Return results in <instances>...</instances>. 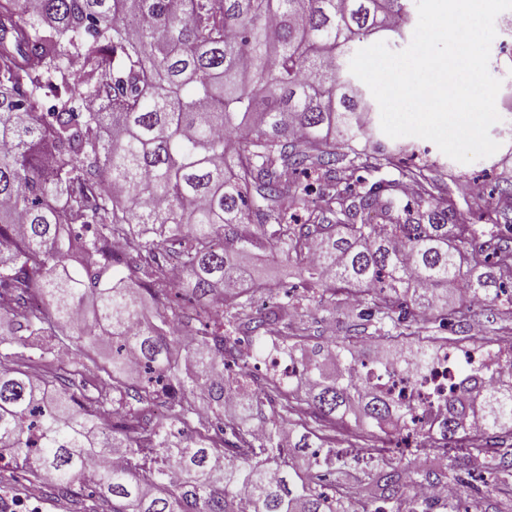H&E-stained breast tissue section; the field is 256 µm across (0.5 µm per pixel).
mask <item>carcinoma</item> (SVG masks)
I'll return each mask as SVG.
<instances>
[{
    "mask_svg": "<svg viewBox=\"0 0 512 512\" xmlns=\"http://www.w3.org/2000/svg\"><path fill=\"white\" fill-rule=\"evenodd\" d=\"M409 2L0 0V322L19 347L66 328L89 348L109 338L99 371L118 394L82 401L58 369L1 350L0 461H34L63 496L95 485L86 512H349L352 494L402 512L416 486L484 454L480 437L512 435V375L463 369V393L425 432L381 388L448 342L433 325L464 327L477 302L493 322L512 319V248L496 225L477 242L425 165L357 176L365 102L340 59L373 35L403 36ZM313 176L318 202L288 223ZM257 251L284 255L321 307L356 300L353 327L373 336L276 335L297 306L253 311L255 294H276L245 276ZM175 288L206 307L186 314ZM273 356L298 372H248ZM199 398L211 429L190 428ZM349 418L369 437L440 447L425 466L383 459L358 475L366 447L351 443L334 451L329 494L327 441L309 422ZM111 453L126 465L87 471Z\"/></svg>",
    "mask_w": 512,
    "mask_h": 512,
    "instance_id": "cac0c4a2",
    "label": "carcinoma"
}]
</instances>
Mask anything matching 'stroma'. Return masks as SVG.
Here are the masks:
<instances>
[{
	"label": "stroma",
	"mask_w": 512,
	"mask_h": 512,
	"mask_svg": "<svg viewBox=\"0 0 512 512\" xmlns=\"http://www.w3.org/2000/svg\"><path fill=\"white\" fill-rule=\"evenodd\" d=\"M497 35L491 44L489 71L502 82L496 98V107L501 116L499 124L490 129V136L498 142V150L491 156L468 164L456 162L442 153L431 141L418 137L390 138L380 124H373L370 141L364 149L362 160L373 164L375 148L382 145L396 150V165L390 169L371 173V180L394 179L399 168L415 164L411 148L428 149L430 174L446 187L451 206L463 214L469 223H485V208L498 187L512 182V135L501 132L504 123L512 121V10L502 12L495 21ZM249 270L253 277L278 284L281 291L300 295L302 292L297 269L283 257L268 252H256L250 260ZM82 345L72 334L48 336L30 343L25 353L31 358H47L61 363L74 357H81L84 364L79 379V390L87 395L98 391L97 373L99 366L111 357V347L100 342L94 352L81 355ZM512 461V438H500L496 447L489 449L485 456L470 463L468 473L457 475L449 471V482L464 480L467 485L466 497L460 500V512H512V484L503 486L494 483L489 467L499 460ZM33 476L29 467L7 465L0 468V486L10 489L6 498L0 499V512H78L79 507L90 493L89 487H82L75 496H61L49 488L34 489Z\"/></svg>",
	"instance_id": "stroma-1"
}]
</instances>
